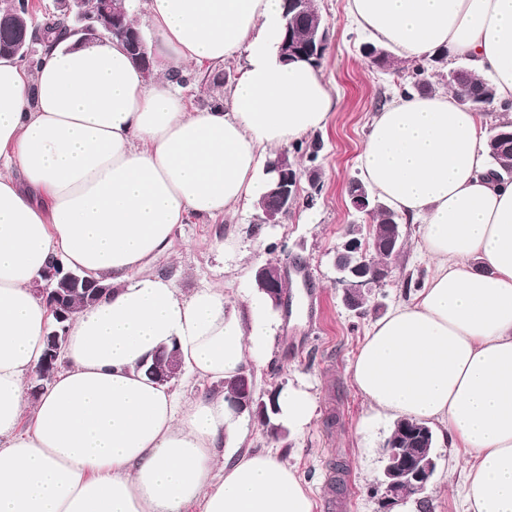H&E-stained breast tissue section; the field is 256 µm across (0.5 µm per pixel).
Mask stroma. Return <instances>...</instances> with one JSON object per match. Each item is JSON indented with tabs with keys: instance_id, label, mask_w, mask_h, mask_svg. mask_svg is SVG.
Listing matches in <instances>:
<instances>
[{
	"instance_id": "35a3bbf8",
	"label": "stroma",
	"mask_w": 512,
	"mask_h": 512,
	"mask_svg": "<svg viewBox=\"0 0 512 512\" xmlns=\"http://www.w3.org/2000/svg\"><path fill=\"white\" fill-rule=\"evenodd\" d=\"M314 5L327 27L321 66L337 105L326 128L309 135L322 144L317 157L305 149L290 155L302 173L296 206L274 224L261 223L253 207L224 218L190 219L177 227L172 255L156 271L186 292L224 284L236 301L254 290L259 267H280L289 283V306L272 314L270 347L250 375L261 393L306 388L315 400L314 417L303 432H289L273 444L256 419L241 415L248 430L242 447L274 448L294 465L311 492L314 512H381L375 489L393 422L383 415L367 418V402L349 367L371 324L409 300L407 282L427 278L430 265L418 251V225H404V246L390 261L388 277L365 289L364 306L352 310L333 258L349 235L368 239L373 223L353 209L348 196L350 183L360 177L359 157L372 116L398 85L412 81L417 66H424L422 75L434 92L445 89L449 66L396 58L383 67L368 65L361 53L366 38L352 24L347 0H314ZM312 171L319 176L315 189L308 180ZM218 235L234 239L221 254L211 248ZM242 262L247 274L241 279L233 270ZM435 453L437 470L428 487L432 512H464V461L440 441Z\"/></svg>"
}]
</instances>
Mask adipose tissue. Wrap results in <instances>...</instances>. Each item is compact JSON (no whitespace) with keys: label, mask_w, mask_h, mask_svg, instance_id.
<instances>
[{"label":"adipose tissue","mask_w":512,"mask_h":512,"mask_svg":"<svg viewBox=\"0 0 512 512\" xmlns=\"http://www.w3.org/2000/svg\"><path fill=\"white\" fill-rule=\"evenodd\" d=\"M155 35V82L122 44L50 43L0 57V512H314L294 466L246 435L223 395L180 402L139 364L163 346L199 380L234 378L267 348L270 302L187 293L156 273L177 225L257 202L266 156L328 124L321 67L283 63L282 0H126ZM372 43L403 60L444 50L492 78L489 111L456 92L401 94L372 117L370 189L421 226L433 264L414 297L369 328L351 378L372 412L439 426L465 458L467 512H512V183L486 143L512 121V0H347ZM244 56L223 106L171 90L185 64ZM110 286L68 323L66 367L35 402L26 384L52 316L33 286L52 262ZM300 432L315 403L278 392ZM29 428H22V421Z\"/></svg>","instance_id":"obj_1"}]
</instances>
